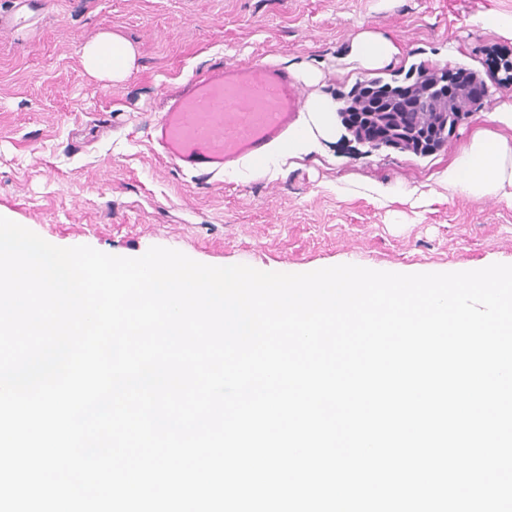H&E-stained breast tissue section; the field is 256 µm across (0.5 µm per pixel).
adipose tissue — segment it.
Returning a JSON list of instances; mask_svg holds the SVG:
<instances>
[{"mask_svg": "<svg viewBox=\"0 0 512 512\" xmlns=\"http://www.w3.org/2000/svg\"><path fill=\"white\" fill-rule=\"evenodd\" d=\"M399 52L389 37L365 30L351 46V57L366 69H377ZM80 63L87 74L98 79L121 81L132 72L136 53L118 35L103 32L82 45ZM336 102L328 97L310 100L301 110L288 136L271 143L263 158L250 160L249 168L259 173L278 169L286 160L320 152L339 132ZM484 126L438 176L449 191L478 201L497 197L512 207V104H503L482 116Z\"/></svg>", "mask_w": 512, "mask_h": 512, "instance_id": "1", "label": "adipose tissue"}]
</instances>
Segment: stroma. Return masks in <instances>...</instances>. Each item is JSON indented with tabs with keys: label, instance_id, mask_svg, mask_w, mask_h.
<instances>
[{
	"label": "stroma",
	"instance_id": "obj_1",
	"mask_svg": "<svg viewBox=\"0 0 512 512\" xmlns=\"http://www.w3.org/2000/svg\"><path fill=\"white\" fill-rule=\"evenodd\" d=\"M512 0H0V215L59 247L121 257L175 249L213 266L305 273L352 264L396 273L512 265V207L438 185L481 113L512 104L493 56L512 39L473 26ZM375 29L400 56L379 76L426 61L477 70L489 93L435 154L366 151L342 140L324 154L253 178L242 166L203 178L160 155L153 126L164 100L222 66L270 61L302 99L339 98L371 71L349 57ZM103 31L136 49L121 82L88 76L81 46ZM389 184L394 202L366 188Z\"/></svg>",
	"mask_w": 512,
	"mask_h": 512
}]
</instances>
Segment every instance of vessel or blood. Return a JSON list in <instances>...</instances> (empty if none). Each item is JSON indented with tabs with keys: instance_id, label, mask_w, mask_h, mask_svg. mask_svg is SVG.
<instances>
[{
	"instance_id": "1",
	"label": "vessel or blood",
	"mask_w": 512,
	"mask_h": 512,
	"mask_svg": "<svg viewBox=\"0 0 512 512\" xmlns=\"http://www.w3.org/2000/svg\"><path fill=\"white\" fill-rule=\"evenodd\" d=\"M301 107L290 75L270 64L227 67L191 78L162 112L155 141L179 170L211 176L261 154Z\"/></svg>"
}]
</instances>
